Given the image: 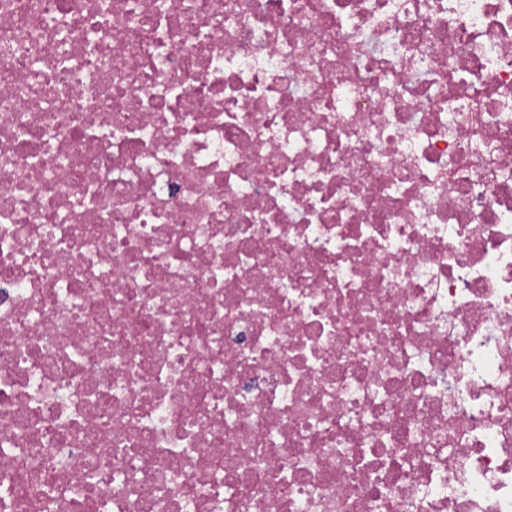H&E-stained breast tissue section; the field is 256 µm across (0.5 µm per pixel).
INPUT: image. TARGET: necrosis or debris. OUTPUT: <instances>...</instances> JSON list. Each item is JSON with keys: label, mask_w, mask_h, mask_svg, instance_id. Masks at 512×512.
<instances>
[{"label": "necrosis or debris", "mask_w": 512, "mask_h": 512, "mask_svg": "<svg viewBox=\"0 0 512 512\" xmlns=\"http://www.w3.org/2000/svg\"><path fill=\"white\" fill-rule=\"evenodd\" d=\"M0 512H512V0H0Z\"/></svg>", "instance_id": "necrosis-or-debris-1"}]
</instances>
